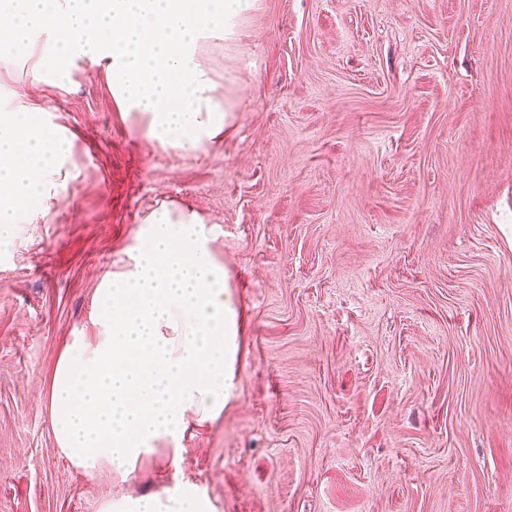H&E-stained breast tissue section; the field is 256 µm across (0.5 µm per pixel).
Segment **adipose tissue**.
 Listing matches in <instances>:
<instances>
[{"mask_svg":"<svg viewBox=\"0 0 512 512\" xmlns=\"http://www.w3.org/2000/svg\"><path fill=\"white\" fill-rule=\"evenodd\" d=\"M252 0H9L0 12V60L34 58L33 74L63 82L75 59L105 64L126 112L147 137L197 150L233 119L197 61L202 40L235 39ZM69 144L43 110L0 115V252L30 205L60 197L55 178ZM132 268L101 289L98 334L59 357L49 401L60 452L91 481L128 478L159 441L172 461L190 421L224 411L236 355L237 310L226 272L197 214L168 207L145 218ZM101 512H211L195 486L106 500Z\"/></svg>","mask_w":512,"mask_h":512,"instance_id":"adipose-tissue-1","label":"adipose tissue"}]
</instances>
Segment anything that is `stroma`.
Instances as JSON below:
<instances>
[{
    "label": "stroma",
    "instance_id": "1",
    "mask_svg": "<svg viewBox=\"0 0 512 512\" xmlns=\"http://www.w3.org/2000/svg\"><path fill=\"white\" fill-rule=\"evenodd\" d=\"M202 45L223 139L175 151L101 68L0 62L66 133L0 254V512L195 484L214 512H512V0H255ZM195 212L243 317L223 414L129 480L58 451L49 383L142 219Z\"/></svg>",
    "mask_w": 512,
    "mask_h": 512
}]
</instances>
